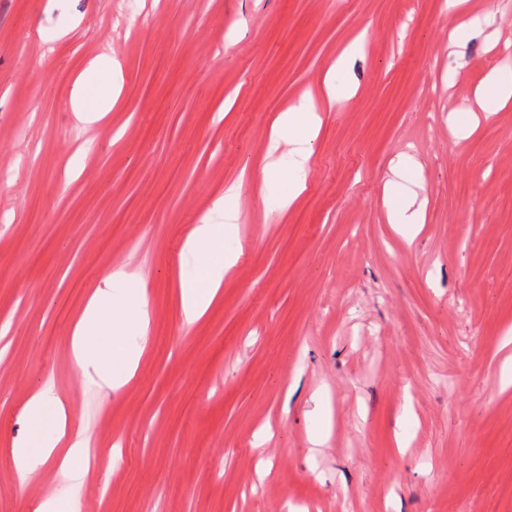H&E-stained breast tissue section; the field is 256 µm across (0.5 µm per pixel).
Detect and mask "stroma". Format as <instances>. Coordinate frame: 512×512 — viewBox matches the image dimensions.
Returning a JSON list of instances; mask_svg holds the SVG:
<instances>
[{
    "label": "stroma",
    "instance_id": "35a3bbf8",
    "mask_svg": "<svg viewBox=\"0 0 512 512\" xmlns=\"http://www.w3.org/2000/svg\"><path fill=\"white\" fill-rule=\"evenodd\" d=\"M465 16L492 19L498 41L458 59ZM359 37L305 190L267 213L272 120ZM500 43L512 0L463 16L443 0H0V512L54 495L98 512H512V104L466 139L448 124ZM101 55L122 92L83 128L70 98L82 73L108 82L88 70ZM404 152L428 199L411 247L383 201ZM236 180L243 254L186 324L179 253ZM118 266L154 318L109 393L74 364L71 333ZM34 386L70 404L101 462L80 485L13 467Z\"/></svg>",
    "mask_w": 512,
    "mask_h": 512
}]
</instances>
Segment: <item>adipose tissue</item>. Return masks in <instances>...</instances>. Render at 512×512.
<instances>
[{"instance_id": "1", "label": "adipose tissue", "mask_w": 512, "mask_h": 512, "mask_svg": "<svg viewBox=\"0 0 512 512\" xmlns=\"http://www.w3.org/2000/svg\"><path fill=\"white\" fill-rule=\"evenodd\" d=\"M122 91L120 78L106 90L91 92L77 81L70 100L73 122L82 127L102 124ZM345 91L325 78L321 99L302 94L278 113L268 136L263 192L269 210L284 211L304 189L313 154V142L321 125L320 106H332ZM418 156L403 153L393 158L384 185L388 220L406 242H413L426 218L427 198ZM240 182L224 187L212 210L194 225L183 243L181 258L192 264L194 274L182 279L180 306L187 323L202 318L212 307L225 276L241 255L237 248L241 221L237 200ZM128 276L117 268L102 274L101 283L88 297L76 320L71 338L75 364L91 371L109 390L121 388L136 372L147 345L152 312L145 285L128 287ZM26 431L12 451L13 464L22 479L36 476L55 465L64 477L81 482L88 472L85 445L70 439L69 416L61 398L47 388L30 390L25 408Z\"/></svg>"}]
</instances>
